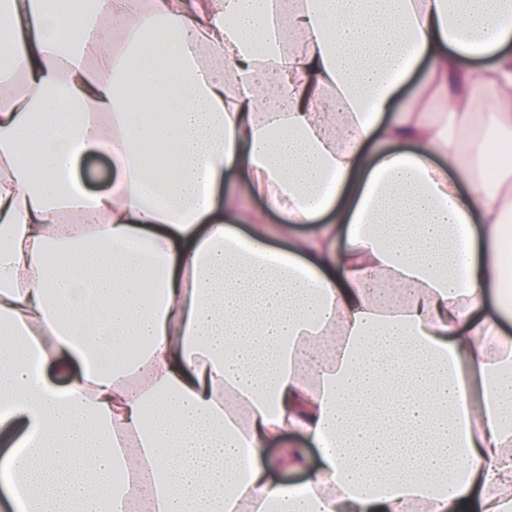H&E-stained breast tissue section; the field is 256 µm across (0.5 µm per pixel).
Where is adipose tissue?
I'll use <instances>...</instances> for the list:
<instances>
[{"instance_id":"1","label":"adipose tissue","mask_w":512,"mask_h":512,"mask_svg":"<svg viewBox=\"0 0 512 512\" xmlns=\"http://www.w3.org/2000/svg\"><path fill=\"white\" fill-rule=\"evenodd\" d=\"M511 143L512 0H9L17 512H512ZM114 172L111 166L101 155L87 158L81 167V176L85 182L94 187H104Z\"/></svg>"}]
</instances>
